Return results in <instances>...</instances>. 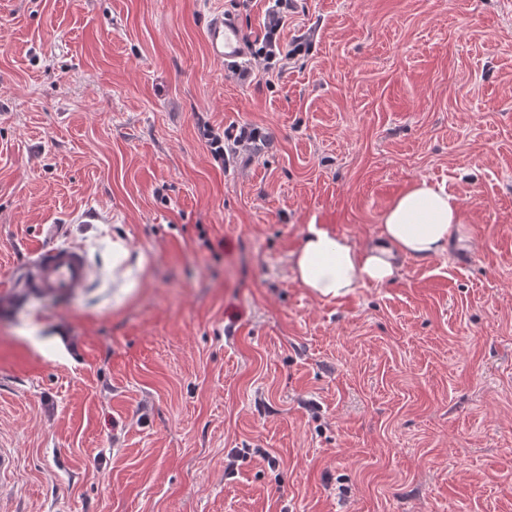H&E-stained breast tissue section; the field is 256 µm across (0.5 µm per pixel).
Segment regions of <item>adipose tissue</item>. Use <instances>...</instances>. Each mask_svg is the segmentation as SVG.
<instances>
[{
    "label": "adipose tissue",
    "instance_id": "adipose-tissue-1",
    "mask_svg": "<svg viewBox=\"0 0 512 512\" xmlns=\"http://www.w3.org/2000/svg\"><path fill=\"white\" fill-rule=\"evenodd\" d=\"M467 243L463 214L454 198L421 181L387 207L379 236L366 247L308 225L293 260L295 279L313 295L330 300L366 284L393 282L402 258L427 260L449 246Z\"/></svg>",
    "mask_w": 512,
    "mask_h": 512
}]
</instances>
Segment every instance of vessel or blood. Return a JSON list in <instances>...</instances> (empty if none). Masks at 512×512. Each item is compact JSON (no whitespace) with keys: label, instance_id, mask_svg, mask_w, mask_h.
I'll return each instance as SVG.
<instances>
[{"label":"vessel or blood","instance_id":"obj_1","mask_svg":"<svg viewBox=\"0 0 512 512\" xmlns=\"http://www.w3.org/2000/svg\"><path fill=\"white\" fill-rule=\"evenodd\" d=\"M206 45L212 58L224 64H234L247 51L245 32L238 20L221 10L209 15ZM93 270L83 249L75 244L48 245L35 252L23 271L22 293L0 295V304L17 303L20 294L69 296L80 293L88 284Z\"/></svg>","mask_w":512,"mask_h":512}]
</instances>
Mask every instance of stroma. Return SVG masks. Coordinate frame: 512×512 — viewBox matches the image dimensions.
<instances>
[{
    "label": "stroma",
    "mask_w": 512,
    "mask_h": 512,
    "mask_svg": "<svg viewBox=\"0 0 512 512\" xmlns=\"http://www.w3.org/2000/svg\"><path fill=\"white\" fill-rule=\"evenodd\" d=\"M267 6L0 0V288L97 270L0 306V512H512V0H297L244 82L205 23ZM422 180L469 248L297 284L307 225L365 246ZM93 270L76 244L48 245L34 253L21 282L25 295L69 296L80 293Z\"/></svg>",
    "instance_id": "35a3bbf8"
}]
</instances>
